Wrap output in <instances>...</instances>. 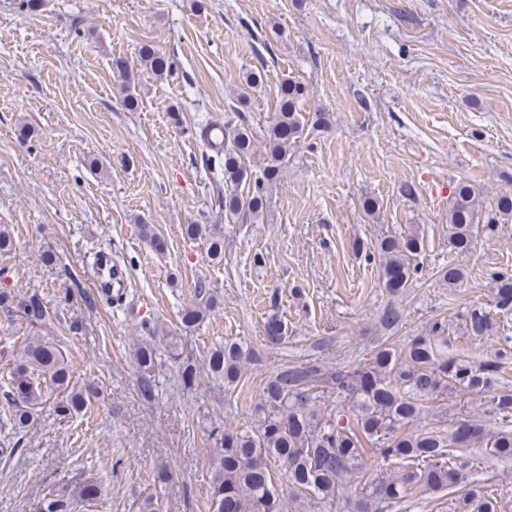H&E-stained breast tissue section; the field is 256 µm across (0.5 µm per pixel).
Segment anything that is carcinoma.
<instances>
[{
	"label": "carcinoma",
	"mask_w": 512,
	"mask_h": 512,
	"mask_svg": "<svg viewBox=\"0 0 512 512\" xmlns=\"http://www.w3.org/2000/svg\"><path fill=\"white\" fill-rule=\"evenodd\" d=\"M140 58L157 76L172 69L168 58L150 45L141 47ZM304 95L298 82L282 85L279 113L268 129L269 164L262 175L252 177L246 166L253 146L249 126L224 135V182L233 186L224 193L225 212L245 219L262 207L265 183L275 179L299 138L302 122L297 107ZM243 183L248 184L244 195L238 192ZM509 220L511 194L499 195L495 209L485 213L476 188L460 181L448 206V244L459 255L468 253L479 233ZM422 248L417 233L384 236L374 246L355 243L356 253L378 262L383 288L395 297L422 276L416 261ZM439 274L450 288L463 285L466 277L457 263L442 267ZM491 281L495 310L506 319L512 315V273L494 272ZM212 309V298L200 284L195 302L181 311V323L195 327ZM0 310L17 314L34 330L23 341L21 363L0 384L7 402V414L0 421V455L10 458L17 451L15 437L52 395H65L64 412L80 414L97 391L91 384L78 385L74 364L35 332L49 315L43 299L3 289ZM496 329L492 311L475 306L464 316L461 331L482 338ZM445 332L446 324L435 321L399 351L379 345L364 365L334 363L322 356L280 364L265 379L252 406L254 425L209 429V512H335L341 500L346 512H389L410 494L424 498L445 491L457 494L453 512H502L495 480L473 477L471 449L512 459V387L504 381L505 365L512 360V336L503 337L490 358L476 363L448 356ZM287 340V326L271 315L265 341L274 346ZM167 343L169 358L189 391L198 385L202 371L228 391L255 358L253 348L227 341L212 345L199 366L184 353L181 337L170 336ZM136 364L140 391L148 396L154 393L157 349L150 344L140 347ZM450 391L481 397L483 409L445 428L405 430L428 416L439 423L448 421L443 400ZM369 457L374 459L371 466ZM278 478L288 486V495L279 493ZM100 495L101 483L76 475L40 499V512H92Z\"/></svg>",
	"instance_id": "1"
}]
</instances>
